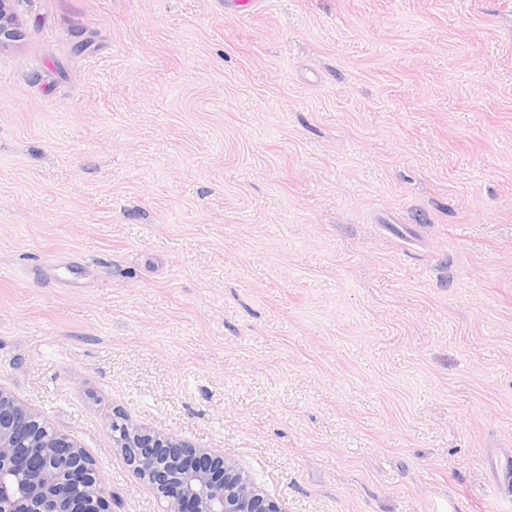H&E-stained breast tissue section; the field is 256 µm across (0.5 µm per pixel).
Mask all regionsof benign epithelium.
Segmentation results:
<instances>
[{"label": "benign epithelium", "instance_id": "1", "mask_svg": "<svg viewBox=\"0 0 512 512\" xmlns=\"http://www.w3.org/2000/svg\"><path fill=\"white\" fill-rule=\"evenodd\" d=\"M16 38L12 0H0V49ZM110 428L164 512H286L217 449L138 428L118 413ZM111 505L93 457L0 389V512H112Z\"/></svg>", "mask_w": 512, "mask_h": 512}]
</instances>
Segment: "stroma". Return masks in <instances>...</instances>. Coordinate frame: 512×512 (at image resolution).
I'll use <instances>...</instances> for the list:
<instances>
[{"instance_id": "obj_1", "label": "stroma", "mask_w": 512, "mask_h": 512, "mask_svg": "<svg viewBox=\"0 0 512 512\" xmlns=\"http://www.w3.org/2000/svg\"><path fill=\"white\" fill-rule=\"evenodd\" d=\"M0 388L286 512H512V0H14Z\"/></svg>"}]
</instances>
